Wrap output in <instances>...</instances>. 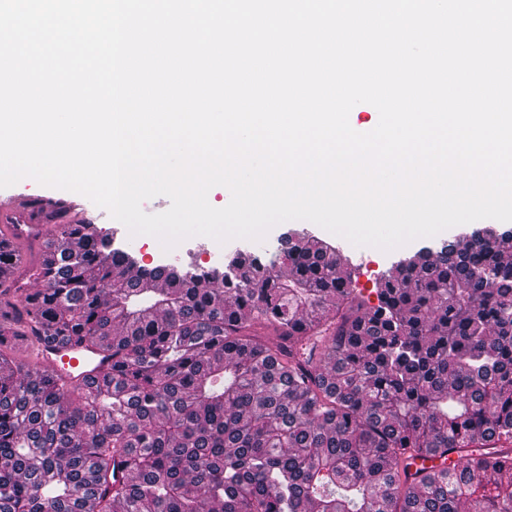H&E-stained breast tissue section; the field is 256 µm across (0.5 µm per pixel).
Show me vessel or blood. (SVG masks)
Masks as SVG:
<instances>
[{
	"mask_svg": "<svg viewBox=\"0 0 512 512\" xmlns=\"http://www.w3.org/2000/svg\"><path fill=\"white\" fill-rule=\"evenodd\" d=\"M27 353L34 364L50 367L70 387L99 377L112 363L100 347L73 343L48 347L32 342Z\"/></svg>",
	"mask_w": 512,
	"mask_h": 512,
	"instance_id": "b4317fda",
	"label": "vessel or blood"
}]
</instances>
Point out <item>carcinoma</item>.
<instances>
[{
  "instance_id": "1",
  "label": "carcinoma",
  "mask_w": 512,
  "mask_h": 512,
  "mask_svg": "<svg viewBox=\"0 0 512 512\" xmlns=\"http://www.w3.org/2000/svg\"><path fill=\"white\" fill-rule=\"evenodd\" d=\"M483 232L374 302L304 231L208 270L88 222L0 247V512H512V231ZM32 333L112 372L66 390Z\"/></svg>"
}]
</instances>
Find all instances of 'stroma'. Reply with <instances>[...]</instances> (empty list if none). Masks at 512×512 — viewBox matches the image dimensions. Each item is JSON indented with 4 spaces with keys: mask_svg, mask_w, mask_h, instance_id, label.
I'll return each mask as SVG.
<instances>
[{
    "mask_svg": "<svg viewBox=\"0 0 512 512\" xmlns=\"http://www.w3.org/2000/svg\"><path fill=\"white\" fill-rule=\"evenodd\" d=\"M0 201L10 205L9 211L0 213V225L43 224L54 220L71 224L88 221L99 225L103 233L112 235L117 242L137 251L144 262L156 265L184 263L187 262L189 255L196 254L199 255L202 266H217L222 264L226 252L248 245L247 240L234 239L223 244L212 243L210 248L205 249L202 248L199 239L191 237L171 251L162 252L158 249L156 238L130 235L122 223L113 219L108 211L96 206L88 198L71 191L42 185L34 186L24 180L7 188H0ZM472 230V225H458L443 234L424 238L389 252L372 247L359 248L354 285L362 292H369L376 279L406 254L422 248L440 251L445 243L456 240L459 235Z\"/></svg>",
    "mask_w": 512,
    "mask_h": 512,
    "instance_id": "stroma-1",
    "label": "stroma"
}]
</instances>
